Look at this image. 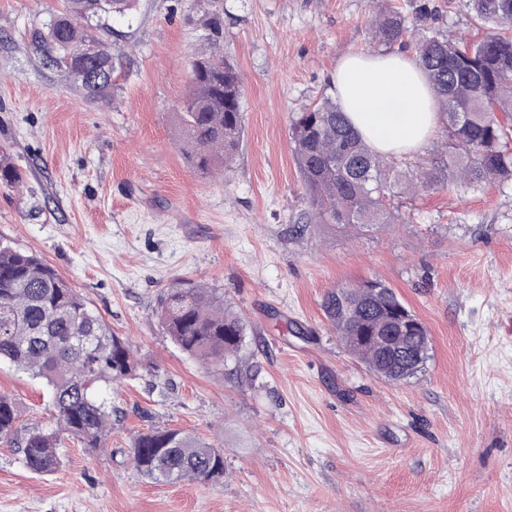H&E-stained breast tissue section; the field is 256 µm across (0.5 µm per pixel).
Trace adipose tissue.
Returning <instances> with one entry per match:
<instances>
[{"mask_svg":"<svg viewBox=\"0 0 512 512\" xmlns=\"http://www.w3.org/2000/svg\"><path fill=\"white\" fill-rule=\"evenodd\" d=\"M331 83L353 128L376 153L417 154L438 127L433 91L407 53L345 54Z\"/></svg>","mask_w":512,"mask_h":512,"instance_id":"ef3b65f1","label":"adipose tissue"}]
</instances>
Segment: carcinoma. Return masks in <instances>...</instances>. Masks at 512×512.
<instances>
[{"label": "carcinoma", "mask_w": 512, "mask_h": 512, "mask_svg": "<svg viewBox=\"0 0 512 512\" xmlns=\"http://www.w3.org/2000/svg\"><path fill=\"white\" fill-rule=\"evenodd\" d=\"M135 6L136 0H64L63 10L46 24L40 43L53 66L70 77L76 70H110L105 80L78 82L86 99L107 100L118 89L125 57L104 36L109 21L131 15ZM473 9L483 24L512 26V0H473ZM371 29L378 46H412L443 112L441 149L448 163L434 171L399 170L396 158L373 152L338 102L324 97L297 113L291 124V150L310 198L304 223L373 230L402 220L389 207L400 192L512 181V150L505 148L512 140V36L491 32L474 43L449 39L391 11L371 20ZM180 121L191 166L205 174L224 171L241 144L243 113L238 71L222 52L204 46L194 53ZM20 180L18 167L0 156V187L12 188ZM322 307L344 348L373 374L402 381L424 368L428 331L384 282L333 289ZM157 314L184 352L228 375L241 372L240 351L250 326L224 305V292L193 285L171 288ZM1 360L50 388L54 428L30 429L18 445L25 465L42 474L62 466L65 435L94 451L103 447L112 410L94 389L100 382L130 378L138 368L127 342L57 270L2 242ZM17 435V410L0 395V440L13 441ZM130 453L138 473L156 484H216L224 478L223 449L179 430L139 433Z\"/></svg>", "instance_id": "1"}]
</instances>
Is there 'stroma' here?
<instances>
[{"label":"stroma","instance_id":"1","mask_svg":"<svg viewBox=\"0 0 512 512\" xmlns=\"http://www.w3.org/2000/svg\"><path fill=\"white\" fill-rule=\"evenodd\" d=\"M63 0H0V149L24 172L0 188V241L54 267L125 339L134 378L96 389L112 408L103 450L62 441L31 472L0 441V512H512V182L395 198L370 232L310 224L290 146L298 112L332 95V71L371 48L380 9L480 38L469 0H137L114 20L121 89L91 102L36 54ZM243 87L244 127L224 175L193 169L179 108L211 12ZM377 279L427 327L416 378H377L322 308ZM203 284L252 330L256 385L184 353L156 315L167 289ZM20 429L51 427L48 390L0 362ZM189 432L224 449L221 484L141 477L133 437Z\"/></svg>","mask_w":512,"mask_h":512}]
</instances>
